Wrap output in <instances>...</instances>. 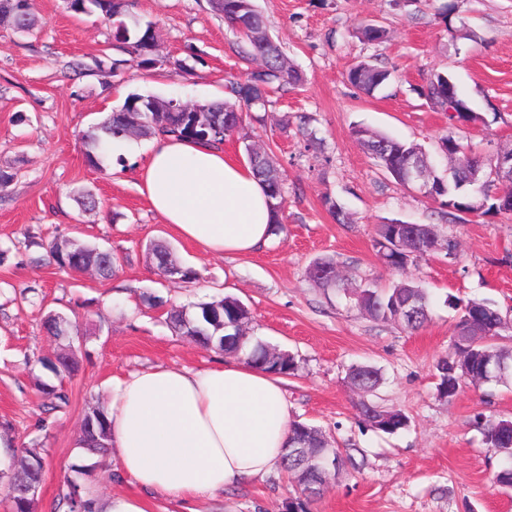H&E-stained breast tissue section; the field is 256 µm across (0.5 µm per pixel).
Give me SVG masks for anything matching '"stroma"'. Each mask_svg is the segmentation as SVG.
<instances>
[{
	"label": "stroma",
	"instance_id": "35a3bbf8",
	"mask_svg": "<svg viewBox=\"0 0 512 512\" xmlns=\"http://www.w3.org/2000/svg\"><path fill=\"white\" fill-rule=\"evenodd\" d=\"M33 4L32 34L0 27V168L14 175L0 191V428L18 445L43 451L37 512H54L69 476L101 503L135 492L115 455L96 461L79 448L84 412L108 406L118 380L131 372L157 365L203 370L220 360L176 335L166 317L171 306L192 310L227 296L250 311L249 341L294 355L297 368L284 378L291 418L321 429L354 459L307 512H512V491L491 482L501 460L473 425L479 413L512 417V384L466 383L445 399L436 370L457 319L449 297L512 308V215L448 221L438 203L381 171L353 134L363 125L433 149L448 115L430 108L418 90L430 74L448 72L476 114L458 125L464 143L484 154L512 147V0H256L304 80L274 94L266 125L246 127L285 175L286 230L236 258L204 255L151 210L137 178L150 140L117 143L124 160L117 170L108 159L91 166L80 136L133 93L188 103L224 99L228 84L244 81L252 67L242 56L244 42L207 0H134V14L154 22L169 59L144 70L125 62L100 12L74 13L65 0ZM360 22L383 26L387 39L363 43L353 34ZM460 27L468 38L451 40V29ZM364 59L392 73L389 87L371 96L347 81L349 67ZM305 114L314 118L320 150L308 149L298 132ZM82 191L95 193L105 210L81 211ZM327 196L350 223H337L323 203ZM387 219L439 225L457 243L455 257L438 250L408 271L432 299L430 319L416 332L372 320L306 277L309 265L326 257L356 283L391 287L399 276L373 246L376 224ZM63 238L118 253L114 276L101 281L58 268L46 246ZM157 241L199 280L163 281L148 253ZM51 311L78 325L69 342L79 369L63 379L50 365L69 342L44 332ZM357 364L380 371L372 399L401 409L405 429L388 435L364 421L347 379ZM46 384L63 385L69 406L46 411ZM75 464L90 470L72 473ZM298 498L288 476L275 470L225 489L201 509L284 512Z\"/></svg>",
	"mask_w": 512,
	"mask_h": 512
}]
</instances>
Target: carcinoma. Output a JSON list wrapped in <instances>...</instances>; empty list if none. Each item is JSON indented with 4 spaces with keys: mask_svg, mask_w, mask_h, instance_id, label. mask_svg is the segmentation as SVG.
<instances>
[{
    "mask_svg": "<svg viewBox=\"0 0 512 512\" xmlns=\"http://www.w3.org/2000/svg\"><path fill=\"white\" fill-rule=\"evenodd\" d=\"M131 0H73L71 11L80 14L95 8L103 18L114 23L112 38L128 47L129 55L137 65L150 69L155 67L158 52L154 26L150 21L134 19L127 24ZM211 9L222 15L224 21L249 47L246 59L259 61L244 82H232L227 86L229 98L203 104L200 112H184L167 106L169 98L159 96H129L123 106L112 112L107 121L82 134L87 145L86 158L90 165L100 166L101 158L114 139L128 137L127 127L131 113H139L143 120L138 137H156L173 134L182 138L206 140L221 144L233 135L247 118L263 123L272 106L271 91L285 85H295L302 80L300 72L288 60L282 47L268 34L266 20L254 0H223L210 3ZM7 25L19 33H31L37 25L32 0H0V25ZM356 33L362 42L378 43L387 37V31L374 24L360 25ZM349 83L367 95L387 84L391 72L370 61L362 60L353 65L347 74ZM426 102L448 113L451 121H470L475 113L461 96L456 79L448 73L430 75L421 92ZM353 134L360 141L376 165L391 176L397 184L404 183L410 163L417 161L431 168L436 197L440 207L448 209V215L469 213L490 215L502 212L501 197H512V177L491 176L495 163L493 156L468 150L454 133L442 135L437 145L456 153L450 161L451 174L444 178L438 174L437 159H445L441 152L434 154L414 141L399 140L368 127L356 126ZM247 161L255 176L264 184L268 196L273 200L276 212L272 232L283 230L281 219L284 183L280 168L268 152L253 154L246 152ZM374 247L386 265L398 272L406 271L418 259L444 249L452 258L456 254V242L440 235L436 224H409L399 220H388L376 225ZM50 254L56 264L73 272L82 273L88 268L95 270L100 278L112 277L120 258L110 251H99L98 246L68 239L53 242ZM307 278L315 285L336 289L356 300V306L370 319L384 323H397L409 331H417L429 317V293L412 280H403L391 288L379 289L372 285L351 289L340 266L332 259L314 262L307 271ZM421 308L416 322L408 320L402 305L407 301ZM448 304L458 310L451 352L436 365L440 383L438 393L442 398L453 397L461 383L471 377H479L481 383H506L512 377V369L490 372L486 376L482 367L488 355L512 364V347L502 343V330L492 329L503 322L505 314L495 304L484 299L461 300L450 298ZM250 315L239 306V300L226 297L202 303L198 311L187 314L171 309L169 323L173 330L189 336L207 349L222 353L242 354L249 363L274 375H291L296 370L295 357H283L266 344L258 343L243 350L244 343L235 339L224 340L230 331H241L247 326ZM48 333L57 338L70 334V319L60 313L51 312L44 320ZM77 367L73 345H68L58 365L53 370L58 376H69ZM351 385L359 392L369 395L380 382V373L370 365L359 364L349 372ZM360 413L376 431L393 434L407 425L406 415L395 408H385L374 401L360 403ZM474 422L482 434L485 447L498 454L503 465L492 478L494 485L505 489L512 487V430L506 425L512 419L487 417L478 414ZM292 440L303 443L313 453L331 450L348 460L341 449H336L324 438L319 428L295 421L291 423ZM81 441L91 452L105 453L111 445L110 425L107 413L98 406H90L84 415ZM296 485L317 481L315 475H305L304 466L284 459ZM45 461L36 448L13 449L8 472H0V487L5 492L10 512H34L44 479ZM62 503L67 512H97L96 500L73 481L66 484Z\"/></svg>",
    "mask_w": 512,
    "mask_h": 512,
    "instance_id": "1",
    "label": "carcinoma"
}]
</instances>
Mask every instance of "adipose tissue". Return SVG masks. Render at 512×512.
<instances>
[{
    "instance_id": "ef3b65f1",
    "label": "adipose tissue",
    "mask_w": 512,
    "mask_h": 512,
    "mask_svg": "<svg viewBox=\"0 0 512 512\" xmlns=\"http://www.w3.org/2000/svg\"><path fill=\"white\" fill-rule=\"evenodd\" d=\"M139 180L152 209L203 252L247 256L271 237L262 183L219 145L156 137ZM107 417L121 472L139 491L113 497L106 512H149L154 496L199 503L264 478L290 437L282 379L240 359L131 373Z\"/></svg>"
}]
</instances>
